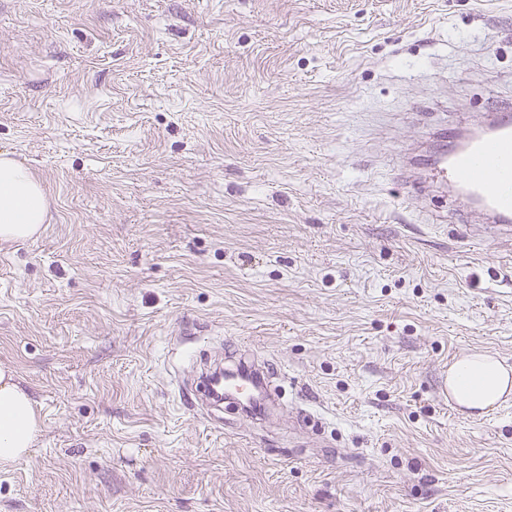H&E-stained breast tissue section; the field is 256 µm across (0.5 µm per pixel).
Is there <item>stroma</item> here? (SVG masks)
I'll return each instance as SVG.
<instances>
[{
    "mask_svg": "<svg viewBox=\"0 0 512 512\" xmlns=\"http://www.w3.org/2000/svg\"><path fill=\"white\" fill-rule=\"evenodd\" d=\"M512 102V0H0V363L44 429L0 512H512V242L395 174L421 112ZM264 416L188 410L209 362ZM47 204L36 176L9 156H0V242L37 236ZM511 389L510 371L485 352H471L448 369V395L468 410L486 411Z\"/></svg>",
    "mask_w": 512,
    "mask_h": 512,
    "instance_id": "obj_1",
    "label": "stroma"
}]
</instances>
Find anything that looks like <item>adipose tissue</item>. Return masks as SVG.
I'll return each mask as SVG.
<instances>
[{"label": "adipose tissue", "mask_w": 512, "mask_h": 512, "mask_svg": "<svg viewBox=\"0 0 512 512\" xmlns=\"http://www.w3.org/2000/svg\"><path fill=\"white\" fill-rule=\"evenodd\" d=\"M47 204L36 176L9 156H0V242L37 236L46 221ZM512 393V371L493 355L472 352L448 369V394L460 406L483 411ZM43 429L31 396L15 371L0 364V466L25 458Z\"/></svg>", "instance_id": "ef3b65f1"}]
</instances>
